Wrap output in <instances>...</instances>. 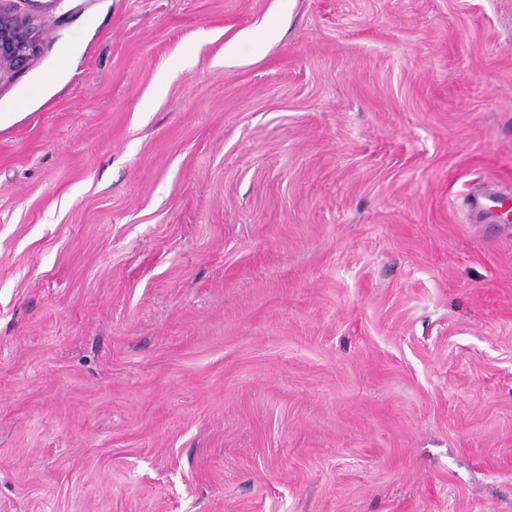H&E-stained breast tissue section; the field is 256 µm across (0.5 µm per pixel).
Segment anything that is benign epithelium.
<instances>
[{
    "label": "benign epithelium",
    "instance_id": "1",
    "mask_svg": "<svg viewBox=\"0 0 512 512\" xmlns=\"http://www.w3.org/2000/svg\"><path fill=\"white\" fill-rule=\"evenodd\" d=\"M5 2L0 0V75L22 69L36 59L44 36L41 16L60 0H30V10Z\"/></svg>",
    "mask_w": 512,
    "mask_h": 512
}]
</instances>
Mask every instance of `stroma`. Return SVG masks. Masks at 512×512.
<instances>
[{
    "label": "stroma",
    "instance_id": "obj_1",
    "mask_svg": "<svg viewBox=\"0 0 512 512\" xmlns=\"http://www.w3.org/2000/svg\"><path fill=\"white\" fill-rule=\"evenodd\" d=\"M61 0L0 78V512H512V0ZM272 28L251 30L237 35L224 45V64L231 63L240 58L244 44H250L253 49L258 48L267 38L272 36ZM507 200L499 191L490 187L479 195L472 196L468 199V206L472 213L489 221H495L497 211L501 209L502 203Z\"/></svg>",
    "mask_w": 512,
    "mask_h": 512
}]
</instances>
